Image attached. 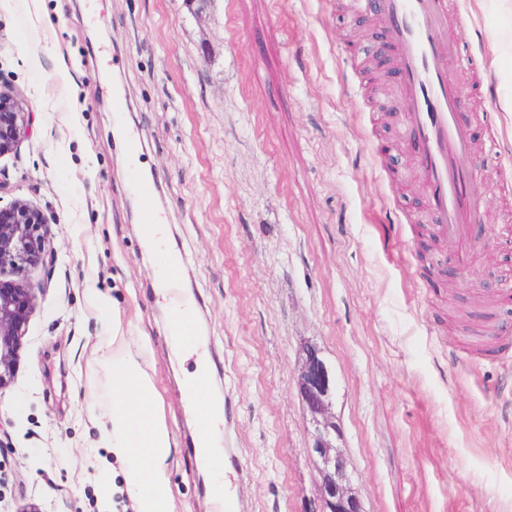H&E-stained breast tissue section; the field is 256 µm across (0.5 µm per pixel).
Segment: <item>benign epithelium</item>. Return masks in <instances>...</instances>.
<instances>
[{
	"label": "benign epithelium",
	"mask_w": 512,
	"mask_h": 512,
	"mask_svg": "<svg viewBox=\"0 0 512 512\" xmlns=\"http://www.w3.org/2000/svg\"><path fill=\"white\" fill-rule=\"evenodd\" d=\"M29 113L9 90L0 88V157L16 152L27 137ZM50 237V223L43 210L20 200L0 206V269L7 265L15 276L22 277L28 266L39 265L43 270L40 287H46L55 266ZM33 300L32 289L0 279V387L13 379ZM296 385L311 414L308 453L323 477L320 512H365L351 488L345 457L336 446L341 430L331 411L335 379L313 346L306 348Z\"/></svg>",
	"instance_id": "7a95c632"
}]
</instances>
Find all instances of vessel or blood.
Returning <instances> with one entry per match:
<instances>
[{
	"label": "vessel or blood",
	"mask_w": 512,
	"mask_h": 512,
	"mask_svg": "<svg viewBox=\"0 0 512 512\" xmlns=\"http://www.w3.org/2000/svg\"><path fill=\"white\" fill-rule=\"evenodd\" d=\"M361 5L380 11L389 27L387 50L401 76L404 130L415 145L412 160L430 219L440 236L456 240L458 263L472 264L479 256L473 226L480 221L481 206L470 191L475 177L470 130L459 118L467 93L448 80L457 51L440 35L448 22L463 27L467 20L460 10L449 8L448 0H361ZM133 192L143 224H160L153 184L136 180Z\"/></svg>",
	"instance_id": "b4317fda"
}]
</instances>
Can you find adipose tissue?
I'll return each mask as SVG.
<instances>
[{
	"mask_svg": "<svg viewBox=\"0 0 512 512\" xmlns=\"http://www.w3.org/2000/svg\"><path fill=\"white\" fill-rule=\"evenodd\" d=\"M112 370V446L127 457L125 482L137 512H172L168 480L160 469L171 446L167 426L155 407V389L142 364L121 351H104ZM206 373L197 369L187 384L195 394L202 425L199 452L213 457L212 422L220 410L204 392Z\"/></svg>",
	"mask_w": 512,
	"mask_h": 512,
	"instance_id": "1",
	"label": "adipose tissue"
}]
</instances>
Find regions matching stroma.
I'll return each instance as SVG.
<instances>
[{"instance_id":"stroma-1","label":"stroma","mask_w":512,"mask_h":512,"mask_svg":"<svg viewBox=\"0 0 512 512\" xmlns=\"http://www.w3.org/2000/svg\"><path fill=\"white\" fill-rule=\"evenodd\" d=\"M468 29L451 79L484 86L465 107L492 243L452 275L456 244L419 246L426 197L409 162L398 76L370 69L386 29L357 0H0V85L32 111L0 157V202L43 209L54 276L35 291L14 378L0 388V512H136L112 449L119 339L151 374L171 435L172 512H214L186 379L198 360L223 415L215 448L243 512H310L321 477L296 388L303 348L333 369L332 410L366 512H512V28L494 0H458ZM121 96L123 116L112 110ZM140 133L132 161L121 133ZM146 175L165 218L144 237L131 184ZM409 223H399V215ZM179 286L160 296L168 259ZM194 334L174 330L176 299Z\"/></svg>"}]
</instances>
